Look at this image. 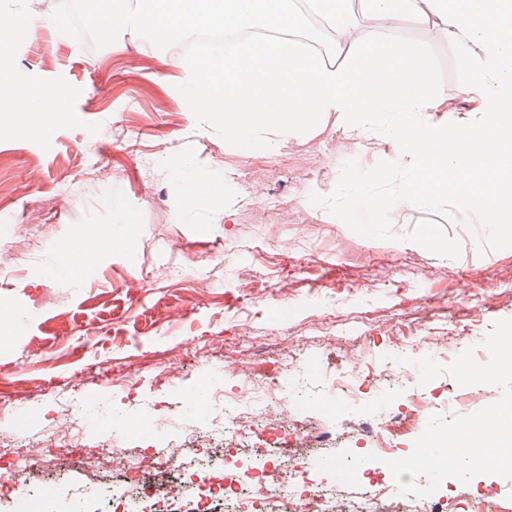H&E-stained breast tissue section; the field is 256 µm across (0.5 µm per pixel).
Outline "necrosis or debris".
Instances as JSON below:
<instances>
[{
	"instance_id": "1",
	"label": "necrosis or debris",
	"mask_w": 512,
	"mask_h": 512,
	"mask_svg": "<svg viewBox=\"0 0 512 512\" xmlns=\"http://www.w3.org/2000/svg\"><path fill=\"white\" fill-rule=\"evenodd\" d=\"M445 339L429 332L416 343L393 339L384 381L369 388L349 374L327 380L321 392L306 382L296 390L309 403L322 396L339 403L357 404L364 411L342 423L353 437L370 446L383 459L406 457L398 434L401 429L423 430L439 398L428 388L406 392L416 382L413 362L437 357ZM278 368L268 358H256L239 377L234 390L220 391L212 399L220 416L206 429L192 431L188 440L196 454L184 445L149 447V432L160 425L151 412L140 415V426L125 429L126 452L88 458L71 448H56L52 455L59 467L94 474L104 468L120 471L118 483L94 491L69 493L48 484L32 468L25 453H18L10 473L0 475V488L21 490L29 512H214L230 502L235 512H512L493 497L492 489L475 490L471 485L449 484L444 493L428 498L404 500L391 480L357 477L360 492L350 496L345 488L323 481L310 468L306 433L289 428L287 417L271 412L279 395ZM247 434L249 448L236 459L220 455V448L235 445Z\"/></svg>"
}]
</instances>
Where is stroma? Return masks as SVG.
<instances>
[{
    "label": "stroma",
    "instance_id": "35a3bbf8",
    "mask_svg": "<svg viewBox=\"0 0 512 512\" xmlns=\"http://www.w3.org/2000/svg\"><path fill=\"white\" fill-rule=\"evenodd\" d=\"M381 35L430 58L429 88L455 97L456 127L482 123L457 94L464 71L442 31L404 21ZM176 54L149 49L132 31L91 51L49 26L0 46L14 80L41 86L48 109L67 115L45 135L21 115L0 131V219H12L29 247L18 260L0 245V262L18 264L0 285V306L21 316L0 326V434L34 459L47 439L69 442L56 418L80 398L71 380L85 356L115 378L96 393L109 426L78 445L119 452L127 377L175 369L165 391L141 393L174 443L203 426L184 396L205 386L198 365L212 352L236 368L244 354L276 344L292 371L312 357L322 375L377 374L388 337L429 328L482 337L512 319V225L489 234L450 194L397 205L402 178L392 152L354 144L332 118L275 152L238 151L205 117L185 112L179 71L160 63ZM116 128L132 130L135 146L117 141ZM88 143L90 163L112 170V182L68 166ZM178 156L220 182L222 197L187 212L186 185L169 165ZM46 202L53 217L34 223ZM123 223L133 232L118 248L110 239ZM89 226L105 242L99 278L84 285L69 273L67 245ZM180 263L192 264L190 280L164 277ZM42 387L45 400L25 407L27 392Z\"/></svg>",
    "mask_w": 512,
    "mask_h": 512
}]
</instances>
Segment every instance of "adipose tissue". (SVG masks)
Instances as JSON below:
<instances>
[{
  "instance_id": "ef3b65f1",
  "label": "adipose tissue",
  "mask_w": 512,
  "mask_h": 512,
  "mask_svg": "<svg viewBox=\"0 0 512 512\" xmlns=\"http://www.w3.org/2000/svg\"><path fill=\"white\" fill-rule=\"evenodd\" d=\"M340 39L359 23L393 25L411 16L436 21L465 69L460 95L488 118L462 131L448 121L446 93L423 95L431 71L417 46L368 36L333 64L293 39L248 46L208 60L176 61L177 92L224 140L269 152L325 117L355 141L382 138L398 158L407 205L454 192L487 215L491 230L512 212V0H317Z\"/></svg>"
}]
</instances>
